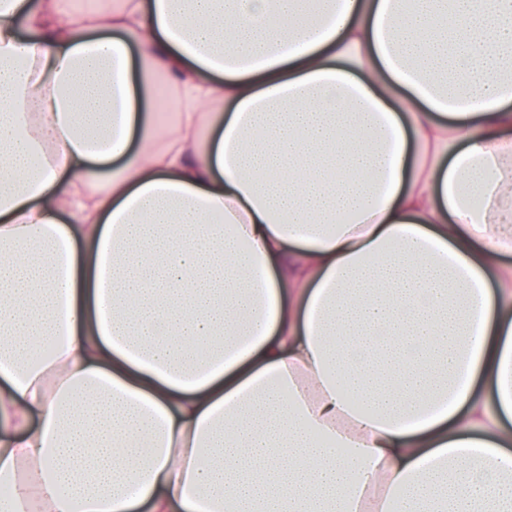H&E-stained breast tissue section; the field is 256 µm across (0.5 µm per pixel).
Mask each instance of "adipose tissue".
<instances>
[{
	"label": "adipose tissue",
	"mask_w": 512,
	"mask_h": 512,
	"mask_svg": "<svg viewBox=\"0 0 512 512\" xmlns=\"http://www.w3.org/2000/svg\"><path fill=\"white\" fill-rule=\"evenodd\" d=\"M506 254L512 0H0V512H512Z\"/></svg>",
	"instance_id": "adipose-tissue-1"
}]
</instances>
